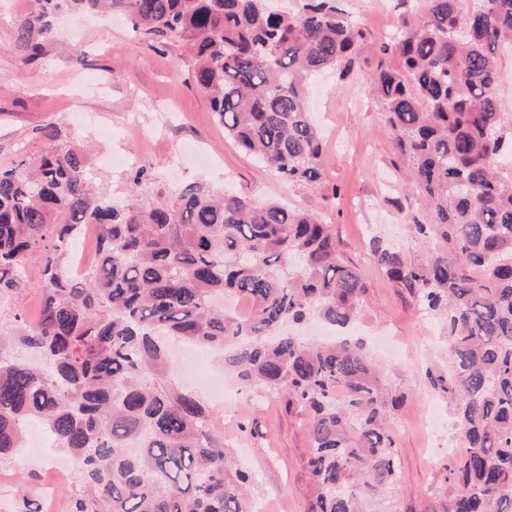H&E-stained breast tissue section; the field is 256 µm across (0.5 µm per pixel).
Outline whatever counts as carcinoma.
I'll return each mask as SVG.
<instances>
[{
    "label": "carcinoma",
    "instance_id": "1",
    "mask_svg": "<svg viewBox=\"0 0 512 512\" xmlns=\"http://www.w3.org/2000/svg\"><path fill=\"white\" fill-rule=\"evenodd\" d=\"M118 11L138 35L182 41L197 88L247 154L290 185L321 179L323 144L306 111L312 75H354L359 47L387 43L336 0H31L17 47L37 58L61 7ZM401 66L370 86L397 153L424 200L415 233L448 248L408 262L374 240L382 273L441 319L448 369L430 375L450 397L465 443L445 468L440 512H512V116L501 111L497 51L512 43V0H428L403 24ZM134 171L123 201L96 194L84 151L53 147L0 168V300L42 267L36 323L16 313L0 333V465L41 421L54 446L81 461L69 512H254L251 480L233 461L201 398L170 375L163 338L224 352L246 388L288 396L307 418V512H361L393 497L399 461L385 392L363 342L345 335L367 286L343 260L330 225L311 210L257 204L199 183L140 201ZM100 229L99 262L82 274L67 246ZM249 304L240 313L220 295ZM36 350L40 368L13 351ZM18 512H42L23 489Z\"/></svg>",
    "mask_w": 512,
    "mask_h": 512
}]
</instances>
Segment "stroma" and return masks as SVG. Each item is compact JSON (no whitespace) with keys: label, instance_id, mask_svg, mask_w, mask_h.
<instances>
[{"label":"stroma","instance_id":"35a3bbf8","mask_svg":"<svg viewBox=\"0 0 512 512\" xmlns=\"http://www.w3.org/2000/svg\"><path fill=\"white\" fill-rule=\"evenodd\" d=\"M352 19L371 35L391 36L401 21L417 25L426 0H341ZM30 0H0V166L31 159L49 148L47 128L62 140L89 149V164L103 194L127 188L129 169L107 166L105 157L140 153L150 167L151 189L167 195L190 183L236 191L255 202H288L317 209L330 224L344 259L368 285L360 311L366 341L387 336L397 355L382 352L381 382L402 405L388 424L400 459L401 482L392 498H369L364 512H440L442 477L449 457L463 445L454 433L447 396L427 377L442 362L441 324L378 270L373 240L399 248L416 261L445 249L438 237L419 238L410 217L421 208L406 181L407 167L384 124V111L368 84L377 65L399 67L396 50L380 55L362 46L359 76L338 79L325 72L309 83L308 110L324 142L323 179L293 186L273 177L225 136L210 102L195 86L192 62L179 42L157 47L132 32L125 18H91L62 11L41 57L25 63L15 49V31ZM199 373L222 377L236 402L210 403L213 420L255 480L259 512H307L306 424L285 395L254 404L255 393L224 374L217 352L201 360ZM56 448L35 464L0 467V512H16L19 489L48 488L59 504L82 488L52 469Z\"/></svg>","mask_w":512,"mask_h":512}]
</instances>
